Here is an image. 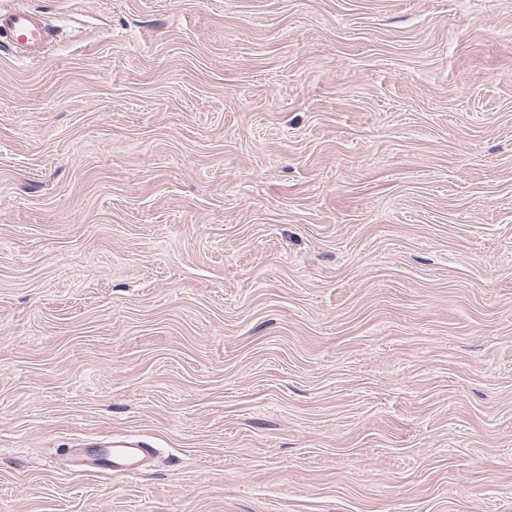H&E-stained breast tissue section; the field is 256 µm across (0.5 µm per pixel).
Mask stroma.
I'll list each match as a JSON object with an SVG mask.
<instances>
[{
    "mask_svg": "<svg viewBox=\"0 0 512 512\" xmlns=\"http://www.w3.org/2000/svg\"><path fill=\"white\" fill-rule=\"evenodd\" d=\"M19 6L0 512H512V0ZM0 39L12 45L25 61L39 58L53 42L45 20L22 8L0 9ZM96 448L102 450L103 455L87 456L85 462L94 466H101L108 469V474L114 477H126L139 471L141 459L149 453L150 448L130 440L97 439ZM105 460L109 465H98L99 461ZM93 466V467H94Z\"/></svg>",
    "mask_w": 512,
    "mask_h": 512,
    "instance_id": "stroma-1",
    "label": "stroma"
}]
</instances>
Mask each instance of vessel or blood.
<instances>
[{"label":"vessel or blood","instance_id":"1","mask_svg":"<svg viewBox=\"0 0 512 512\" xmlns=\"http://www.w3.org/2000/svg\"><path fill=\"white\" fill-rule=\"evenodd\" d=\"M0 42L12 45L23 60H34L44 54L52 43L49 25L38 14L22 8L0 9ZM108 473L114 477L135 474L146 448L135 441L102 439L97 443Z\"/></svg>","mask_w":512,"mask_h":512}]
</instances>
